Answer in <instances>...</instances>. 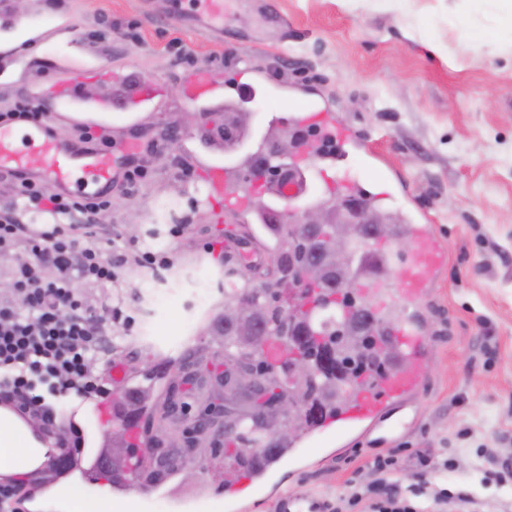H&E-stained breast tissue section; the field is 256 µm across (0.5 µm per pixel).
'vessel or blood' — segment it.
Returning a JSON list of instances; mask_svg holds the SVG:
<instances>
[{
  "mask_svg": "<svg viewBox=\"0 0 512 512\" xmlns=\"http://www.w3.org/2000/svg\"><path fill=\"white\" fill-rule=\"evenodd\" d=\"M174 23L181 27L200 30L220 40L224 37V0H173ZM191 97L208 100L218 97L219 88L209 73L196 71L190 79ZM161 92L154 81H130L125 95L117 100L103 97L88 99L79 80L67 82L65 100L52 95L39 97L37 104L44 117L30 125L25 138L27 149L16 146L15 129L0 124V172H11L45 185L50 191L67 196L90 197L111 191L123 183L127 165L111 151L92 147L78 140L63 141L54 132L53 116L56 112H112L131 113ZM244 179L233 178L230 170L220 165L201 167L206 201L222 199L225 206L245 209L252 205L265 177H273V190L281 198L295 197L302 181L296 167L280 163L278 158L262 152L250 154L245 160ZM446 256L431 237L427 225L417 227V245L404 261L395 267L396 279L392 293L406 301L419 299L428 288L432 274L445 263ZM392 339L398 348L393 367L375 376L369 383L353 391L350 398L336 412L326 416L315 426L308 438L316 443L319 435L333 433L339 436L365 437L377 425L392 418L420 390L422 376L416 370L419 359L424 358L430 343L427 336L406 320L396 322ZM260 466L247 482L266 484L280 465L283 455L275 448L259 451ZM272 512H328V501L313 494L284 492L273 496Z\"/></svg>",
  "mask_w": 512,
  "mask_h": 512,
  "instance_id": "b4317fda",
  "label": "vessel or blood"
}]
</instances>
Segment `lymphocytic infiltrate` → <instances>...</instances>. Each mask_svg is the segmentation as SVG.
I'll use <instances>...</instances> for the list:
<instances>
[{"label":"lymphocytic infiltrate","instance_id":"1","mask_svg":"<svg viewBox=\"0 0 512 512\" xmlns=\"http://www.w3.org/2000/svg\"><path fill=\"white\" fill-rule=\"evenodd\" d=\"M14 198V207L0 210V257L21 244L27 255L6 269L12 291L0 296V404L38 422L41 439L58 448L44 469L50 475L61 470L69 450L84 445L57 398L106 401L105 378L93 366L112 351L113 325L129 324L117 307L103 318L82 288L115 282L130 259L100 235L97 218L111 209V197H66L20 180ZM21 211L48 214L55 222L38 229L18 219ZM371 472V481L331 502V512H512L505 503L424 481L401 492L390 453L376 457Z\"/></svg>","mask_w":512,"mask_h":512}]
</instances>
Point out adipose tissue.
I'll use <instances>...</instances> for the list:
<instances>
[{
	"label": "adipose tissue",
	"mask_w": 512,
	"mask_h": 512,
	"mask_svg": "<svg viewBox=\"0 0 512 512\" xmlns=\"http://www.w3.org/2000/svg\"><path fill=\"white\" fill-rule=\"evenodd\" d=\"M48 453L29 424L15 412L0 409V472L26 475L46 460ZM31 509L32 512H134V505L128 501L114 502L108 489L92 488L75 478L45 489Z\"/></svg>",
	"instance_id": "adipose-tissue-1"
}]
</instances>
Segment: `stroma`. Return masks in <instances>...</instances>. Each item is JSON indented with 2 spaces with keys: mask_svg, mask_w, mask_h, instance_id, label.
<instances>
[{
  "mask_svg": "<svg viewBox=\"0 0 512 512\" xmlns=\"http://www.w3.org/2000/svg\"><path fill=\"white\" fill-rule=\"evenodd\" d=\"M11 10L23 19L55 17L59 27L49 43L28 41L23 63L0 76V113L88 69L155 78L167 89L165 99L129 118L113 114L105 127L116 154L133 128L148 139L173 132L178 142L150 156V172L134 188H113L112 208L99 222L118 250L146 251L160 239L171 264L159 272L127 265L112 287L91 291L132 319L114 332L111 360L125 366L127 377L113 385L109 402L147 383L149 371L155 393L175 405L171 430L155 445L181 449L182 456L140 487V512H271L278 489L333 499L349 491L359 466L388 452L402 462V485H445L439 464L452 457L461 488L478 498L512 499V484L483 482L487 472L512 463V32L493 0H226L220 43L175 27L169 0H24ZM101 11L110 22L104 31L95 23ZM71 17L83 47L70 44ZM470 21L492 33L477 49L466 41ZM175 38L187 59L167 51ZM199 68L223 85V96L188 101V82ZM242 75L258 86L252 100L236 96ZM291 103L324 109L356 134L358 146L335 152L373 208L408 225H429L447 260L422 300L432 354L421 366L423 387L406 412L407 428L383 440L328 438L283 461L265 488L246 489L238 509L219 490L223 433L212 432L196 448L183 435L239 402L214 383L224 348L208 326L224 310L225 284L251 277L236 264L234 243L249 235L262 251L272 250L256 209L273 208L289 221L330 199L326 181L334 173L305 179L294 200L266 192L250 209L228 210L218 201L199 204L198 163L234 167L244 154L291 136ZM229 113L237 117L235 138L215 137ZM176 224L185 231L175 238ZM215 240L223 251H208ZM108 361L98 360L97 370ZM61 405L92 441L68 464V475L79 477L109 453L112 428L101 422L96 402L83 416L75 399ZM419 454L429 460L421 470L413 465ZM190 469L195 478H186Z\"/></svg>",
  "mask_w": 512,
  "mask_h": 512,
  "instance_id": "stroma-1",
  "label": "stroma"
}]
</instances>
